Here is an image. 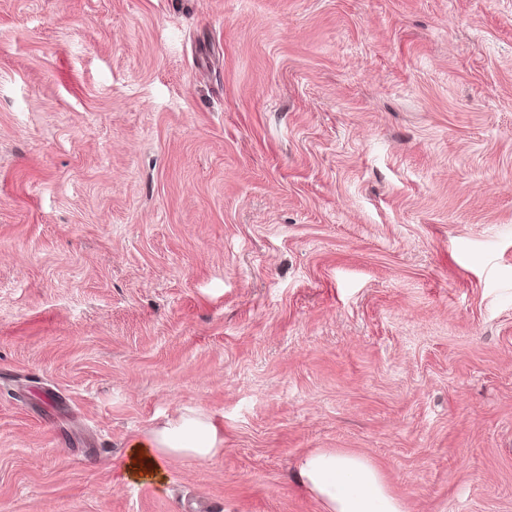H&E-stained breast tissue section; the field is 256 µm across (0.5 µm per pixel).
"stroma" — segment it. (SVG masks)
<instances>
[{
  "label": "stroma",
  "mask_w": 512,
  "mask_h": 512,
  "mask_svg": "<svg viewBox=\"0 0 512 512\" xmlns=\"http://www.w3.org/2000/svg\"><path fill=\"white\" fill-rule=\"evenodd\" d=\"M317 448L512 512V0H0V512H326ZM223 444L222 424L201 412L188 411L153 429L144 439L133 442L126 452L124 474L131 482L155 477L172 458L207 461L224 449ZM139 451L144 452L143 459H139Z\"/></svg>",
  "instance_id": "1"
}]
</instances>
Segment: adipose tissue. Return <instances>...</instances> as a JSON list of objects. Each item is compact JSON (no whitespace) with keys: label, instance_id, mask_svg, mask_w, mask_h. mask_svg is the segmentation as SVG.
<instances>
[{"label":"adipose tissue","instance_id":"ef3b65f1","mask_svg":"<svg viewBox=\"0 0 512 512\" xmlns=\"http://www.w3.org/2000/svg\"><path fill=\"white\" fill-rule=\"evenodd\" d=\"M223 444L222 424L189 411L133 442L126 452L124 474L137 482L157 476L173 458L207 461L221 452ZM298 470L303 485L324 502L327 512H406L402 500L362 456L317 450L300 459Z\"/></svg>","mask_w":512,"mask_h":512}]
</instances>
